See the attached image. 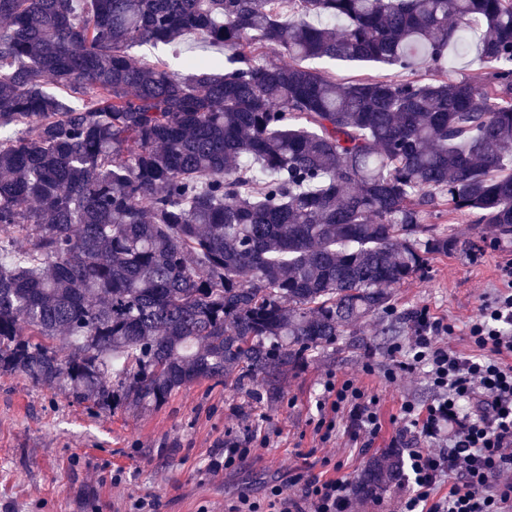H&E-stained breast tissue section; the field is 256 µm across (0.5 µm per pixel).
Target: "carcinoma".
Segmentation results:
<instances>
[{
	"label": "carcinoma",
	"mask_w": 512,
	"mask_h": 512,
	"mask_svg": "<svg viewBox=\"0 0 512 512\" xmlns=\"http://www.w3.org/2000/svg\"><path fill=\"white\" fill-rule=\"evenodd\" d=\"M86 2L0 0V374L99 409L258 376L273 399L454 244L425 209L512 232V0ZM191 33L222 59L128 53ZM471 46L480 83L447 70ZM401 477L375 457L358 495ZM304 65L326 70L329 75L336 78L337 82H348L366 76L399 79L395 77L397 75L396 70L380 63L311 60L306 61Z\"/></svg>",
	"instance_id": "carcinoma-1"
}]
</instances>
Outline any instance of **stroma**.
<instances>
[{"instance_id":"stroma-1","label":"stroma","mask_w":512,"mask_h":512,"mask_svg":"<svg viewBox=\"0 0 512 512\" xmlns=\"http://www.w3.org/2000/svg\"><path fill=\"white\" fill-rule=\"evenodd\" d=\"M207 52L192 34L176 45L129 50L175 69L184 56ZM445 230L455 247L431 255L424 276L393 289L391 314L366 319L290 370L273 400L259 379L243 389L201 380L162 405L114 412L20 375H0V512H131L140 498L154 501L155 512H228L242 498L267 503L275 485L297 498L291 476L307 466L324 472L326 456L358 482L369 458L388 449L392 432L384 430L367 454L346 435L319 444L312 422L327 375L359 379L386 419L399 415L404 401L426 405L433 389L422 373L394 382L384 375L390 347L411 334L409 313L425 308L444 318L455 327L453 347L465 352L484 296L507 287L502 267L512 259V234L464 215ZM367 360L375 368L369 376L361 372ZM249 430L267 436L266 447L221 468L225 439ZM116 470L123 473L118 483Z\"/></svg>"}]
</instances>
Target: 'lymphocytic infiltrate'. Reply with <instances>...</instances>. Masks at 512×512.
Returning <instances> with one entry per match:
<instances>
[{"label": "lymphocytic infiltrate", "mask_w": 512, "mask_h": 512, "mask_svg": "<svg viewBox=\"0 0 512 512\" xmlns=\"http://www.w3.org/2000/svg\"><path fill=\"white\" fill-rule=\"evenodd\" d=\"M408 357L390 350L388 378L422 371L434 390L425 409L404 402L392 445L408 448L395 512H512V291L485 298L468 327L470 353L428 309L413 312ZM379 400L357 380L327 379L315 432L329 443L345 429L363 449L382 431ZM426 447H417V440ZM287 512H351V482L295 473Z\"/></svg>", "instance_id": "lymphocytic-infiltrate-1"}]
</instances>
